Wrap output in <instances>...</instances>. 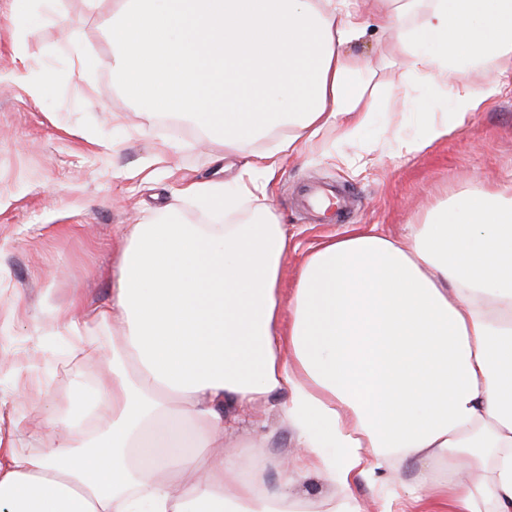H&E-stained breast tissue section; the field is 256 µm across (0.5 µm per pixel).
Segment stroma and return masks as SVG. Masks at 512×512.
Segmentation results:
<instances>
[{
  "label": "stroma",
  "mask_w": 512,
  "mask_h": 512,
  "mask_svg": "<svg viewBox=\"0 0 512 512\" xmlns=\"http://www.w3.org/2000/svg\"><path fill=\"white\" fill-rule=\"evenodd\" d=\"M370 24L349 49L379 64L378 78L391 92L410 87L417 109L389 102L355 139L337 147L332 159L305 157L287 163L272 183L269 207L288 231L295 250L283 270L291 285L304 247L344 232L341 224L315 223L298 195L300 186L330 184L350 196L355 225L379 226L398 237L431 205L459 191L468 180H512V67L490 63L483 77L494 83L472 121L417 154L390 148L394 133L414 134L422 111L442 114L448 101L438 82L412 80L402 61L385 64L386 34L372 19L375 0H357ZM12 0H0V342L26 353L32 336L49 328L56 308L72 295L104 300L112 288L116 238L123 225L153 222L173 190L222 174L232 180L237 159L214 163L220 149L195 123L143 112L121 92L108 68L84 73L69 59L71 39L99 55L110 45L99 18L83 0H60L57 16L36 21L24 55H17ZM54 72L51 88L35 94L43 80L34 62ZM474 74L459 79L476 83ZM92 92L93 102L83 99ZM164 141L183 149L166 162L154 182L132 172L151 159ZM371 165H361V155ZM38 367L43 394L0 408V429H12V415H24L18 446L43 414L68 395L67 379L53 356L61 342L43 338ZM285 392L258 403L224 436L225 449H243L247 461L292 460L290 433L280 428L274 407Z\"/></svg>",
  "instance_id": "1"
}]
</instances>
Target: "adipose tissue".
I'll return each mask as SVG.
<instances>
[{"label": "adipose tissue", "instance_id": "ef3b65f1", "mask_svg": "<svg viewBox=\"0 0 512 512\" xmlns=\"http://www.w3.org/2000/svg\"><path fill=\"white\" fill-rule=\"evenodd\" d=\"M85 3L112 53L76 40L74 64L111 69L145 111L200 122L241 160L233 187L184 195L218 214L258 207L223 225L182 223L172 206L120 230L111 297L73 296L51 323L63 412L47 411L27 454L0 431V512H360L359 484L385 506L512 512V183H466L400 240L373 226L310 245L283 292L276 173L323 134L352 140L382 99L371 60L343 50L365 25L352 0ZM375 20L418 79L512 65V0H379ZM493 91L449 86L447 113L395 151L466 127ZM280 390L292 475L325 479L323 502L224 451L222 405Z\"/></svg>", "mask_w": 512, "mask_h": 512}]
</instances>
